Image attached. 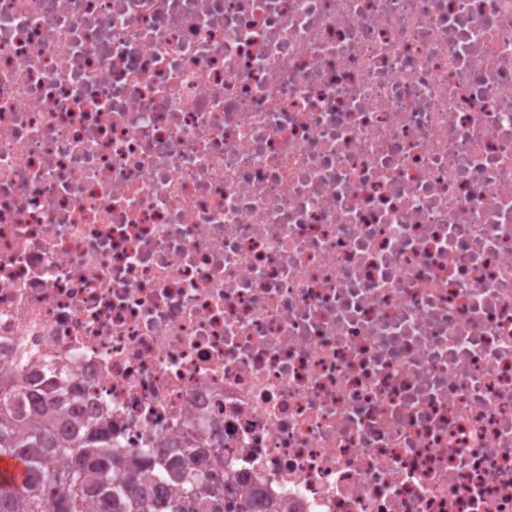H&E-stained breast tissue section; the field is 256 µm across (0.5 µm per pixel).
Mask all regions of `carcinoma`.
Returning a JSON list of instances; mask_svg holds the SVG:
<instances>
[{
  "instance_id": "carcinoma-1",
  "label": "carcinoma",
  "mask_w": 512,
  "mask_h": 512,
  "mask_svg": "<svg viewBox=\"0 0 512 512\" xmlns=\"http://www.w3.org/2000/svg\"><path fill=\"white\" fill-rule=\"evenodd\" d=\"M56 392L51 379L25 414L15 377L0 372V459L24 467L19 483L0 482V512H225V485L200 475L188 448L178 467L165 469L119 447L107 423L68 429L50 410ZM162 474L178 487L177 498L149 497L148 487Z\"/></svg>"
}]
</instances>
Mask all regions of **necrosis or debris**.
I'll return each mask as SVG.
<instances>
[{
  "instance_id": "necrosis-or-debris-1",
  "label": "necrosis or debris",
  "mask_w": 512,
  "mask_h": 512,
  "mask_svg": "<svg viewBox=\"0 0 512 512\" xmlns=\"http://www.w3.org/2000/svg\"><path fill=\"white\" fill-rule=\"evenodd\" d=\"M252 512H512V0H0V367Z\"/></svg>"
}]
</instances>
